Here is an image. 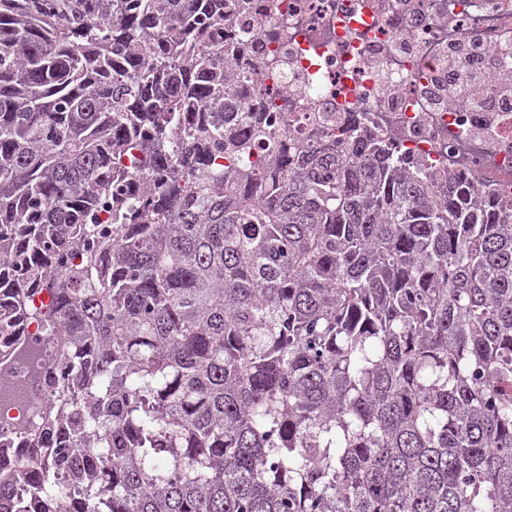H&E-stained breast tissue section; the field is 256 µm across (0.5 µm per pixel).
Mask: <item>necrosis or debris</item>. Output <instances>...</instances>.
Instances as JSON below:
<instances>
[{"mask_svg":"<svg viewBox=\"0 0 512 512\" xmlns=\"http://www.w3.org/2000/svg\"><path fill=\"white\" fill-rule=\"evenodd\" d=\"M261 88L283 98L303 132L329 149L370 134L440 176L464 175L476 193L512 202V0H252L224 29V51ZM57 347L29 319L0 336V381L25 390L0 403V472L27 450L25 423L48 402L16 342Z\"/></svg>","mask_w":512,"mask_h":512,"instance_id":"4bbe7bcc","label":"necrosis or debris"}]
</instances>
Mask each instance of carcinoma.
<instances>
[{
	"mask_svg": "<svg viewBox=\"0 0 512 512\" xmlns=\"http://www.w3.org/2000/svg\"><path fill=\"white\" fill-rule=\"evenodd\" d=\"M224 2L0 0V267L63 358L0 512H512V206L288 145Z\"/></svg>",
	"mask_w": 512,
	"mask_h": 512,
	"instance_id": "obj_1",
	"label": "carcinoma"
}]
</instances>
